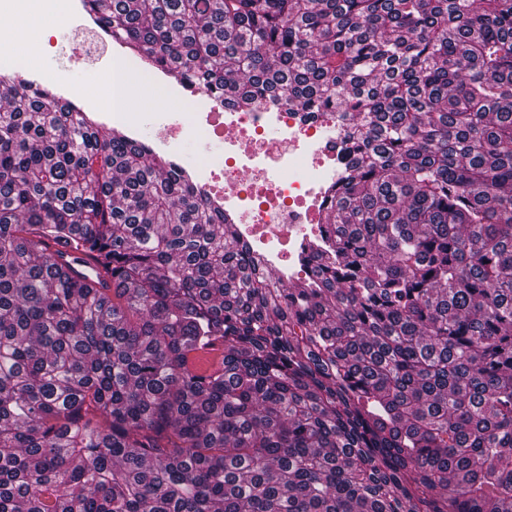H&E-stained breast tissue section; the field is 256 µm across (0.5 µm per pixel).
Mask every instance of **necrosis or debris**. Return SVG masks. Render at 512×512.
I'll list each match as a JSON object with an SVG mask.
<instances>
[{
	"label": "necrosis or debris",
	"instance_id": "obj_1",
	"mask_svg": "<svg viewBox=\"0 0 512 512\" xmlns=\"http://www.w3.org/2000/svg\"><path fill=\"white\" fill-rule=\"evenodd\" d=\"M167 88L188 109L154 131L156 150L165 151L175 138L220 143L213 159L186 162L202 197L237 221L240 242L270 269L285 279L305 276L300 252L306 236L320 231L321 208L340 161L335 113L274 105L243 112L179 83Z\"/></svg>",
	"mask_w": 512,
	"mask_h": 512
}]
</instances>
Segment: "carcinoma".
<instances>
[{"mask_svg": "<svg viewBox=\"0 0 512 512\" xmlns=\"http://www.w3.org/2000/svg\"><path fill=\"white\" fill-rule=\"evenodd\" d=\"M83 2L348 161L284 288L176 161L0 74V512H512V0ZM57 250H61L65 253L64 258H57L58 265L68 272L72 277L79 279L80 276L87 277L90 279L98 278L100 281L104 280L107 282V288L112 287V278L106 276L101 269L98 267L94 259L90 254L83 251H76L72 248H64L61 246H51L48 251L56 254ZM67 257L70 259L67 260Z\"/></svg>", "mask_w": 512, "mask_h": 512, "instance_id": "1", "label": "carcinoma"}]
</instances>
